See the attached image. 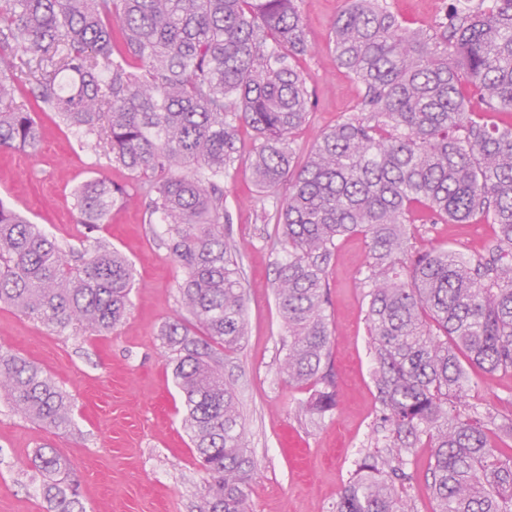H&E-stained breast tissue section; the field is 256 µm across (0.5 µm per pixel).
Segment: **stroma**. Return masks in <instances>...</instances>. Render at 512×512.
I'll use <instances>...</instances> for the list:
<instances>
[{
    "label": "stroma",
    "instance_id": "35a3bbf8",
    "mask_svg": "<svg viewBox=\"0 0 512 512\" xmlns=\"http://www.w3.org/2000/svg\"><path fill=\"white\" fill-rule=\"evenodd\" d=\"M344 0H299L311 51L297 66L311 93L309 125L295 147L305 154L315 135L358 103L356 85L336 65L331 26ZM35 148L0 150V202L38 224L62 247L85 242L73 193L103 178L125 188L134 180L112 167L89 141L56 114L38 115ZM258 146L241 129L242 161L224 179V237L240 250L247 334L224 361L236 392L248 450L256 461L252 512H327L369 445L377 425L376 388L365 320L361 271L368 244L359 235L341 242L331 262L327 314L332 336L329 373L337 408L317 418L303 406L308 389L288 385L279 371L285 327L276 304L270 217L280 191L259 190L243 160ZM165 227L150 222L144 200L113 208L98 232L134 268L126 317L111 332L73 336L0 305V340L36 362L73 405L70 429L42 428L0 398V512H46L41 481L26 461L35 449H55L68 463L86 512H198L209 477L181 424L182 399L167 361L161 329L179 312L183 277L162 243ZM420 250L454 249L470 257L493 235L491 225L417 224ZM466 401L482 410L512 411V373H470Z\"/></svg>",
    "mask_w": 512,
    "mask_h": 512
}]
</instances>
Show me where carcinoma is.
<instances>
[{
  "mask_svg": "<svg viewBox=\"0 0 512 512\" xmlns=\"http://www.w3.org/2000/svg\"><path fill=\"white\" fill-rule=\"evenodd\" d=\"M336 61L357 82V110L295 134L311 95L290 61L310 52L297 0H0V148H34L37 112H54L109 164L140 180L150 216L183 271L181 315L162 332L183 398L182 425L210 476L200 512H248L254 459L223 357L246 335L238 251L224 240V177L240 128L262 190L285 187L276 234L286 256L275 298L288 384L308 410H336L327 373L329 266L340 240L369 248L365 316L379 418L375 448L330 512H417L405 492L417 449L435 512H512V414L463 404L468 370L512 372V0H452L429 29L387 0H345ZM479 94L482 110L467 107ZM127 195L105 179L73 194L89 246L65 249L0 202V305L74 334L107 333L127 314L129 262L94 236ZM482 221L484 251L415 250L411 229ZM0 395L46 429L72 424L71 401L35 362L0 342ZM31 464L48 512H84L52 448Z\"/></svg>",
  "mask_w": 512,
  "mask_h": 512,
  "instance_id": "1",
  "label": "carcinoma"
}]
</instances>
